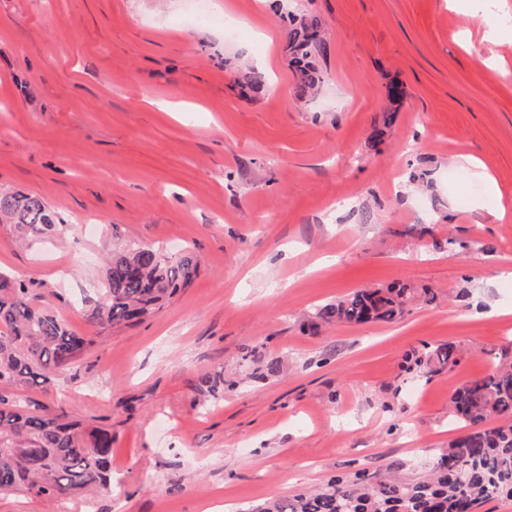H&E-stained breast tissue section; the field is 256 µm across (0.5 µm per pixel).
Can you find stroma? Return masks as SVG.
Returning a JSON list of instances; mask_svg holds the SVG:
<instances>
[{
  "instance_id": "35a3bbf8",
  "label": "stroma",
  "mask_w": 512,
  "mask_h": 512,
  "mask_svg": "<svg viewBox=\"0 0 512 512\" xmlns=\"http://www.w3.org/2000/svg\"><path fill=\"white\" fill-rule=\"evenodd\" d=\"M209 6L198 23L191 0H0V191L71 226L22 246L0 224V271L94 340L24 398L113 439L111 492L14 494L0 512H217L391 466L410 481L455 433L454 388L512 358V0ZM314 19L323 81L301 96L289 31ZM246 73L265 91L243 94ZM449 236L455 255L432 249ZM133 243L189 250L199 274L153 316L98 330L103 258ZM395 281L436 300L306 329ZM444 344L456 366L405 370ZM256 355L279 373L254 378ZM218 371L240 386L201 407Z\"/></svg>"
}]
</instances>
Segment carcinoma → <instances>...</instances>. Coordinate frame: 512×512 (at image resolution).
<instances>
[{"instance_id": "carcinoma-1", "label": "carcinoma", "mask_w": 512, "mask_h": 512, "mask_svg": "<svg viewBox=\"0 0 512 512\" xmlns=\"http://www.w3.org/2000/svg\"><path fill=\"white\" fill-rule=\"evenodd\" d=\"M318 22L293 32L290 50L298 74V92L314 89L321 78L313 59L322 46ZM12 224L22 241L61 237L66 222L40 197L0 193V223ZM200 262L190 253L167 257L149 246L114 253L108 260L101 297L87 311L90 323L130 325L158 311L198 276ZM22 279L0 274V496L24 494L50 502L72 492L112 491V428L68 419L62 410L34 413L19 392L50 381L82 357L93 339L75 334L47 308L30 301ZM436 295L409 283L355 291L313 314L322 323L391 322L405 308ZM458 363L455 347L442 345L407 358L406 370ZM464 432L430 473L407 482L393 474L331 478L319 490L273 495L239 512H480L498 496L512 497V363H492L491 372L465 381L450 397Z\"/></svg>"}]
</instances>
